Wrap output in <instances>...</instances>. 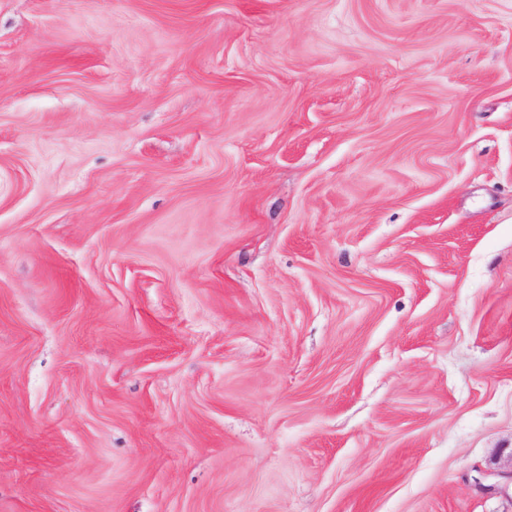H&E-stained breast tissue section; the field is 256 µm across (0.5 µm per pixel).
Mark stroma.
Wrapping results in <instances>:
<instances>
[{
  "label": "stroma",
  "instance_id": "stroma-1",
  "mask_svg": "<svg viewBox=\"0 0 512 512\" xmlns=\"http://www.w3.org/2000/svg\"><path fill=\"white\" fill-rule=\"evenodd\" d=\"M0 512H512V0H0Z\"/></svg>",
  "mask_w": 512,
  "mask_h": 512
}]
</instances>
